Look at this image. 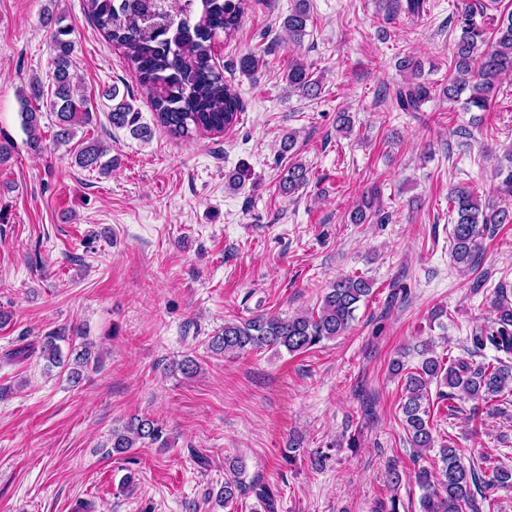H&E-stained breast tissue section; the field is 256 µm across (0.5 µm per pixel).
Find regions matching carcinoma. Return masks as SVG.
<instances>
[{
	"instance_id": "cac0c4a2",
	"label": "carcinoma",
	"mask_w": 512,
	"mask_h": 512,
	"mask_svg": "<svg viewBox=\"0 0 512 512\" xmlns=\"http://www.w3.org/2000/svg\"><path fill=\"white\" fill-rule=\"evenodd\" d=\"M379 8L388 19L400 14L420 18L427 12V0H379ZM246 0H172L164 17L154 18L145 0H87V12L113 44L123 50L138 74L139 83L149 101L156 122L174 136L189 138L197 132L220 133L233 125L242 112L241 100L231 82L215 66L212 47L215 40H232L239 32ZM485 15L470 0H459L453 14L455 37L451 47L453 79L440 89L450 102L464 100V109L488 110L502 80L512 74V13L496 20L488 30L477 18ZM311 20L309 0H293L282 28L293 44H301ZM71 29L59 26L51 36L53 71L51 93L37 77L20 90V116L27 134L26 145L43 149L41 119L43 111L54 117V140L70 142L78 126L91 122L86 96L74 83L71 73L73 41ZM398 68L405 74L393 96V106L401 112H419L431 99L430 87L421 81L422 65L412 56L403 57ZM288 87L305 97L320 93L319 80L299 60L288 65ZM103 96L115 102L110 120L117 128H130L140 138L148 127L137 124V115L126 101L118 99L119 89L108 88ZM109 147L99 140L86 143L76 155L82 168L105 170L101 159ZM307 169L292 163L281 175L283 191L292 193L307 184ZM448 201L455 213L450 232L451 258L459 268L469 271L478 266L481 240L495 233L498 226L512 223V207L484 202L470 187H454ZM370 216H381L379 191L373 189L356 204L351 223L363 224ZM372 294V281L362 275H348L334 282L325 293L318 310L287 318L257 316L244 322H226L209 339L208 348L216 354L234 355L266 348H285L290 354L309 351L324 340L345 334L356 319L359 303ZM495 316L490 324L474 331L476 350L492 347L493 361L476 363L466 358H444L429 343L417 350L419 364L406 369L395 359L391 369L403 376L404 398L400 410L415 461L427 464L414 471L422 491L421 512H495L496 495L512 488V468L491 462L486 468L465 465L458 449L440 442L430 424V386L436 385V399L453 408L457 401L487 404L512 392V301L506 287L495 288ZM69 337L52 333L43 337L40 356L54 367H63L66 380L79 385L85 370L98 368L91 359L90 343L83 342L63 354L60 342ZM166 443L162 427L154 420L133 415L112 428L105 444L106 455L124 454L139 444ZM243 463L234 462L231 477L224 479L219 502L227 504L252 493L262 512H275L276 492L260 480L245 483L241 479Z\"/></svg>"
}]
</instances>
